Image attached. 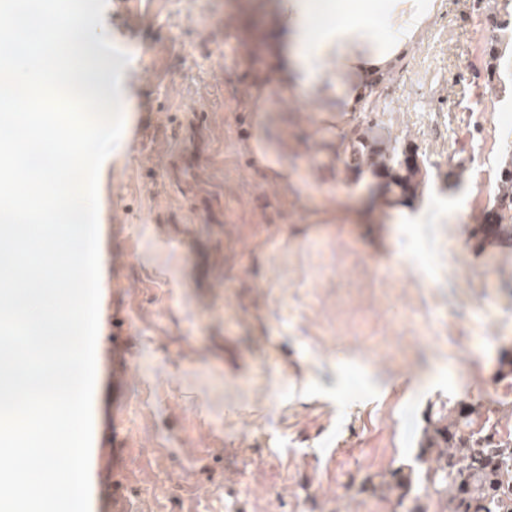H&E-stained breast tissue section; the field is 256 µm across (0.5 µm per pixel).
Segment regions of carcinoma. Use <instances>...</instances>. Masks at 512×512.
Here are the masks:
<instances>
[{
    "label": "carcinoma",
    "instance_id": "cac0c4a2",
    "mask_svg": "<svg viewBox=\"0 0 512 512\" xmlns=\"http://www.w3.org/2000/svg\"><path fill=\"white\" fill-rule=\"evenodd\" d=\"M371 120L356 128L348 164L364 166L383 178V192L415 193L422 184L423 161L413 152L389 147L373 130ZM497 224L478 229L483 236L512 233V152L499 170ZM499 423L482 416L474 406L445 404L427 414L415 465L399 466L367 478L362 490L385 494L391 512H428L427 500L437 512H512V438L504 437Z\"/></svg>",
    "mask_w": 512,
    "mask_h": 512
}]
</instances>
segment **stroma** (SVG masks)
<instances>
[{"label":"stroma","mask_w":512,"mask_h":512,"mask_svg":"<svg viewBox=\"0 0 512 512\" xmlns=\"http://www.w3.org/2000/svg\"><path fill=\"white\" fill-rule=\"evenodd\" d=\"M129 57L112 207L116 332L96 383L118 419L114 475L151 512H390L370 476L411 464L441 404L496 408L512 355V245L472 236L512 144L504 0L441 9L348 125L417 150L456 223L399 224L342 127L284 103L265 0H107ZM290 193L247 150L259 88ZM403 397L370 401L401 379Z\"/></svg>","instance_id":"35a3bbf8"}]
</instances>
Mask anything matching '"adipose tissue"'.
Returning <instances> with one entry per match:
<instances>
[{"label":"adipose tissue","mask_w":512,"mask_h":512,"mask_svg":"<svg viewBox=\"0 0 512 512\" xmlns=\"http://www.w3.org/2000/svg\"><path fill=\"white\" fill-rule=\"evenodd\" d=\"M438 0H270L269 51L284 100L355 112L431 20Z\"/></svg>","instance_id":"obj_1"}]
</instances>
